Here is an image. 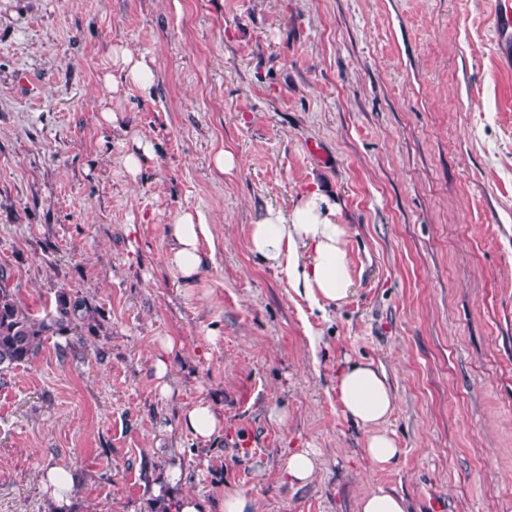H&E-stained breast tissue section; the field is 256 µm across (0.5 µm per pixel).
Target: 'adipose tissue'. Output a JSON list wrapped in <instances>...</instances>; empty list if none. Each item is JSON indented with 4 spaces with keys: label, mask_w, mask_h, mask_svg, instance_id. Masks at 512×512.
<instances>
[{
    "label": "adipose tissue",
    "mask_w": 512,
    "mask_h": 512,
    "mask_svg": "<svg viewBox=\"0 0 512 512\" xmlns=\"http://www.w3.org/2000/svg\"><path fill=\"white\" fill-rule=\"evenodd\" d=\"M208 216L199 210L183 211L168 227L170 260L190 277L214 263L200 241L210 238ZM348 228L336 221V205L317 189L302 197L292 211L269 209L248 232V248L268 268L286 272L294 292L311 309L347 301L353 292V275L347 251ZM344 414L366 428L364 453L375 467L393 463L400 450L384 424L395 399L383 369L355 361L337 370L333 385Z\"/></svg>",
    "instance_id": "adipose-tissue-1"
}]
</instances>
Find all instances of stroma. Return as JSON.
I'll list each match as a JSON object with an SVG mask.
<instances>
[{
  "instance_id": "1",
  "label": "stroma",
  "mask_w": 512,
  "mask_h": 512,
  "mask_svg": "<svg viewBox=\"0 0 512 512\" xmlns=\"http://www.w3.org/2000/svg\"><path fill=\"white\" fill-rule=\"evenodd\" d=\"M122 47L153 59L150 91ZM137 139L157 152L133 174ZM314 186L355 288L323 314L247 246ZM185 210L217 243L190 282L167 235ZM0 267L36 318L62 292L98 311L0 371V512H51L60 464L65 512H223L231 489L358 512L380 487L409 512H512V71L489 0H0ZM348 359L394 392L386 468L331 390ZM201 399L224 421L207 440L180 424ZM287 448L320 450L311 482H287ZM74 478L65 466H53L44 472L42 483L49 490L58 508L67 505V494L72 487ZM51 488V491H50Z\"/></svg>"
}]
</instances>
